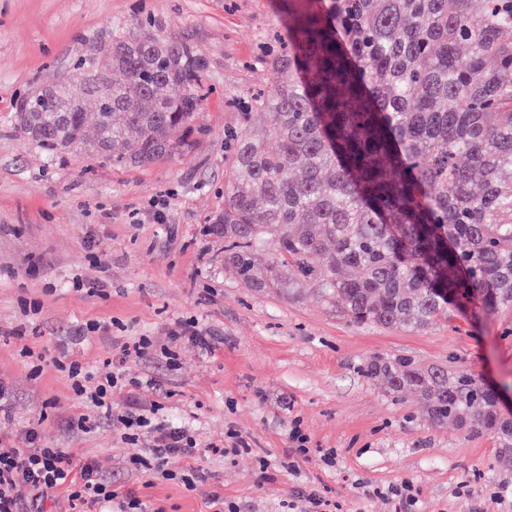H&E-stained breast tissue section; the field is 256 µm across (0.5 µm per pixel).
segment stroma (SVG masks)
<instances>
[{
	"mask_svg": "<svg viewBox=\"0 0 512 512\" xmlns=\"http://www.w3.org/2000/svg\"><path fill=\"white\" fill-rule=\"evenodd\" d=\"M288 0H0V443L93 459L123 487L147 476L129 467L146 441L121 442L111 423L70 431L86 413L64 369L118 364L125 379L160 381L170 424L201 451L174 457L205 480L190 491L156 479L149 507L214 512H512V463L495 436L429 419L419 399L368 382L359 365L404 354L425 366L465 369L500 396L512 418V308L449 309L423 330L357 327L313 293L286 299L250 288L224 267V241L206 219L224 204L225 134L243 113L266 118L252 96L281 74L269 64L287 26ZM154 17L209 63L205 132L174 160L115 166L88 156L49 157L15 128V104L48 85L81 53V39L113 23ZM192 321L213 352L173 339ZM149 337L154 357L121 348ZM308 437L299 455L293 428Z\"/></svg>",
	"mask_w": 512,
	"mask_h": 512,
	"instance_id": "obj_1",
	"label": "stroma"
}]
</instances>
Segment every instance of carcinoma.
<instances>
[{
	"label": "carcinoma",
	"mask_w": 512,
	"mask_h": 512,
	"mask_svg": "<svg viewBox=\"0 0 512 512\" xmlns=\"http://www.w3.org/2000/svg\"><path fill=\"white\" fill-rule=\"evenodd\" d=\"M272 64L286 78L255 101L268 132L233 134L224 209L205 225L224 265L286 297L312 288L359 326L511 308L512 0H288ZM206 77L153 19L114 25L17 101L16 130L50 156L170 160L202 133ZM359 373L512 460V419L474 374L401 354Z\"/></svg>",
	"instance_id": "cac0c4a2"
}]
</instances>
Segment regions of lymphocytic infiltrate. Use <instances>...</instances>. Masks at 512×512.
Here are the masks:
<instances>
[{
    "mask_svg": "<svg viewBox=\"0 0 512 512\" xmlns=\"http://www.w3.org/2000/svg\"><path fill=\"white\" fill-rule=\"evenodd\" d=\"M68 375L75 395L90 404L97 419L121 426L122 441L135 443L140 436H148L149 448L129 460L134 469L166 480L180 479L190 490L202 482L198 471L168 470L170 458L193 457L198 444L188 429L158 422V405L134 397L126 412L113 413L112 395L124 388L120 371L96 375L73 361L68 365ZM60 494L69 501L79 502L85 512H147L148 509L137 490L115 487L95 461L88 459L77 465L69 449L44 447L37 430L27 432L24 447L0 451V512H48L47 503Z\"/></svg>",
    "mask_w": 512,
    "mask_h": 512,
    "instance_id": "f902f5d3",
    "label": "lymphocytic infiltrate"
}]
</instances>
